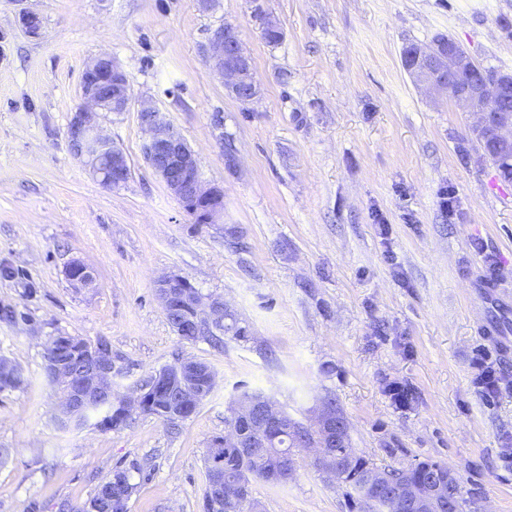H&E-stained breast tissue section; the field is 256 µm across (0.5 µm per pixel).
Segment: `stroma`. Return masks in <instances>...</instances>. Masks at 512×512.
Segmentation results:
<instances>
[{
	"mask_svg": "<svg viewBox=\"0 0 512 512\" xmlns=\"http://www.w3.org/2000/svg\"><path fill=\"white\" fill-rule=\"evenodd\" d=\"M268 43L251 0H0V356L24 389L0 394V512L87 501L142 458L129 512H201L204 455L243 392L299 422L333 400L349 446L382 469L452 467L464 512H512V180L483 156L474 116L417 89L406 44L453 39L512 74V0H266ZM42 19L40 37L18 17ZM235 24L261 97L229 96L205 57ZM111 54L131 78L127 111L98 123L131 175L107 187L70 150L88 62ZM150 102L224 189V219L197 224L143 154ZM96 282L75 287L72 260ZM223 296L245 337L182 342L156 295L164 275ZM65 333L112 346L115 393L180 357L206 362L210 396L172 428L133 415L61 427L43 342ZM499 379L482 394L475 358ZM409 393L398 405L388 392ZM287 483L256 481L261 512H363L295 449Z\"/></svg>",
	"mask_w": 512,
	"mask_h": 512,
	"instance_id": "obj_1",
	"label": "stroma"
}]
</instances>
